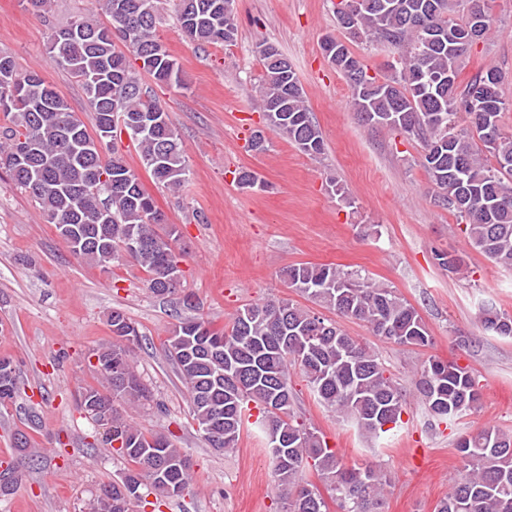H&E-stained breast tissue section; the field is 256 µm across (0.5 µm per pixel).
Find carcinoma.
<instances>
[{"label":"carcinoma","mask_w":512,"mask_h":512,"mask_svg":"<svg viewBox=\"0 0 512 512\" xmlns=\"http://www.w3.org/2000/svg\"><path fill=\"white\" fill-rule=\"evenodd\" d=\"M159 2L92 0L108 24L89 14L53 29L50 58L80 83L95 114L92 132L39 72L0 53V112L7 119L0 125V169L38 204L61 237L68 225L81 228L84 243L70 245L77 258L102 268L129 258L147 273V286L157 296L165 292L160 287L165 269L178 263L176 228L164 236L158 232L163 215L117 149L103 157L84 151L83 144L109 145L112 113L123 112L144 123L131 142L154 180L172 190L186 181L180 135L141 78L144 72L158 83L181 84L177 62L156 38ZM224 2L177 0L181 32L199 44L232 43L237 28ZM485 2L341 0L335 13L342 28L360 40L382 39L397 48L398 56L377 77L342 42L329 40L324 51L346 79L361 120L419 141L435 200L464 225L470 246L511 269L512 132L501 124L507 108L501 95L504 75L488 69L464 86L459 83L469 50L494 31V19L481 21ZM117 40L127 52L116 50ZM259 54L258 108L266 127L309 156L322 154L321 129L288 58L272 45L260 46ZM98 205L111 223L96 222ZM130 237L141 247L126 258L121 246ZM283 277L295 292L340 318L365 323L376 336L412 348L433 343L414 306L358 270L299 263L288 266ZM480 323L486 332L512 337V314L487 308ZM108 325L112 343L93 352L97 384L80 387L78 398L82 406L92 398L106 405L105 442L131 468L126 477L92 493L83 512H142L189 491L191 463L170 437L148 434L125 418L120 406L143 407L150 401L134 368L142 334L120 310L109 314ZM165 353L186 385L193 420L214 450L234 451L245 411L258 410L283 512H329L321 494L302 481L307 467L327 486L339 512H382L388 473L372 463L345 466L322 433L291 411L294 367L318 401L353 421L361 435L401 426L405 394L379 354L339 321L288 298L248 304L222 328L202 316L178 320L166 337ZM416 376L420 399L440 423L467 415L479 400L475 375L453 361L430 356ZM18 383L10 363L1 361L0 406L14 402ZM456 451L461 475L434 512H512V433L485 426L459 439Z\"/></svg>","instance_id":"1"}]
</instances>
